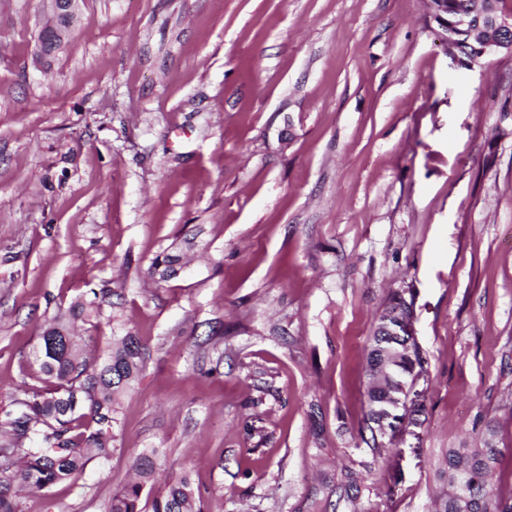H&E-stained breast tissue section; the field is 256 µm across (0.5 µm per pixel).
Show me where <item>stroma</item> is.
<instances>
[{"label": "stroma", "mask_w": 512, "mask_h": 512, "mask_svg": "<svg viewBox=\"0 0 512 512\" xmlns=\"http://www.w3.org/2000/svg\"><path fill=\"white\" fill-rule=\"evenodd\" d=\"M43 7L0 0V411L90 291L80 343L146 360L111 459L21 512H104L151 448L202 512H434L446 451L488 437L512 504V55L457 79L427 0H81L44 64ZM395 294L424 408L374 450Z\"/></svg>", "instance_id": "35a3bbf8"}]
</instances>
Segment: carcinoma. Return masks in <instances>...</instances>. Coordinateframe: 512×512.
<instances>
[{"label": "carcinoma", "mask_w": 512, "mask_h": 512, "mask_svg": "<svg viewBox=\"0 0 512 512\" xmlns=\"http://www.w3.org/2000/svg\"><path fill=\"white\" fill-rule=\"evenodd\" d=\"M472 39L464 31L453 37V51L467 57ZM180 256L159 255L151 264L152 274L164 281L178 272ZM96 291L57 315L44 328L35 351L44 389L31 388L14 408L0 419V434L7 441L0 445V512H19L15 488L31 491L49 489L76 477L92 458L106 462L115 448L112 442L120 427L122 396L141 374L145 348L140 339L128 333L102 356L82 352L71 326L98 313ZM393 335H383L375 326L368 346L367 428L371 447H383L382 419L391 408L400 384H414L424 372V360L414 337L400 325ZM497 448L486 443L481 448H450L442 461L440 477L445 483L436 498L435 512H512L492 498L487 469L495 460ZM161 468L158 452L145 451L136 458L134 480L112 496L106 512H201L196 488L184 474L165 483L153 497H144L147 483L155 480ZM469 474V488L459 493L456 475Z\"/></svg>", "instance_id": "obj_1"}]
</instances>
